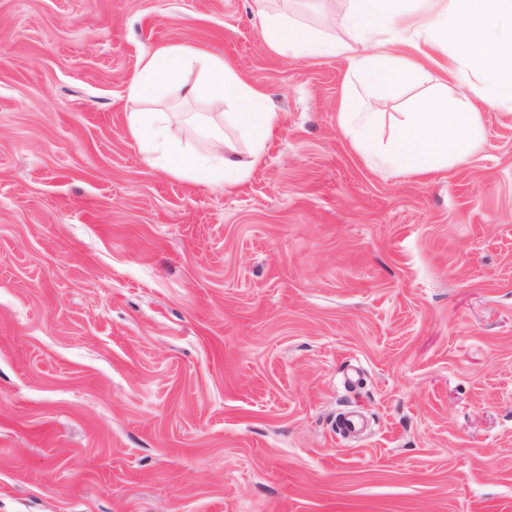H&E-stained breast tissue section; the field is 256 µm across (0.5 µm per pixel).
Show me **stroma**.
<instances>
[{"label": "stroma", "mask_w": 512, "mask_h": 512, "mask_svg": "<svg viewBox=\"0 0 512 512\" xmlns=\"http://www.w3.org/2000/svg\"><path fill=\"white\" fill-rule=\"evenodd\" d=\"M347 0H0V512H512V112L391 177L340 123L341 56L281 55ZM208 47L280 126L224 193L168 174L143 54ZM379 103L390 119L441 86ZM367 428L343 438L339 416Z\"/></svg>", "instance_id": "1"}]
</instances>
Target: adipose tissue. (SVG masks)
<instances>
[{"label": "adipose tissue", "mask_w": 512, "mask_h": 512, "mask_svg": "<svg viewBox=\"0 0 512 512\" xmlns=\"http://www.w3.org/2000/svg\"><path fill=\"white\" fill-rule=\"evenodd\" d=\"M347 2L337 21L343 27L360 29L363 41L358 49L323 39L315 29L282 15L262 10L257 17L275 51L308 57L345 56L361 86L384 99L417 82L422 74L420 62L397 56L393 46L405 34L424 32L440 16L455 12L458 22L450 36L461 65L450 69L451 78L465 87L472 77H480L485 105L512 111V0ZM193 67L201 77L185 85L184 75ZM170 87L186 88L189 97L205 103V111L186 114L183 123L207 141V149L192 150L187 140L172 132L171 120L163 112L129 113L130 136L146 149L150 162L171 175L224 192L239 187L248 176V166L228 150L224 132L211 115L223 112L225 105H235L233 122L251 137L253 158L261 159L264 143L279 123L264 93L241 80L223 54L170 44L139 58L127 95L142 101ZM373 100L345 97L341 122L358 152L391 175L421 176L448 169L469 159L484 141L481 115L466 97L444 91L419 98L408 111L394 117L386 139L378 133L379 115Z\"/></svg>", "instance_id": "1"}]
</instances>
